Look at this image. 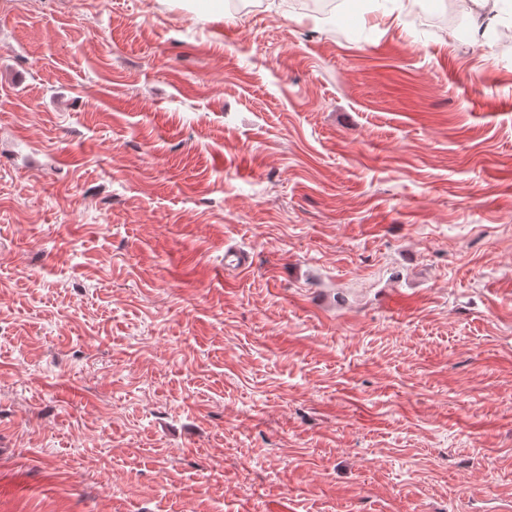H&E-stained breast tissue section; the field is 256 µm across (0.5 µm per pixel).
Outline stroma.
Instances as JSON below:
<instances>
[{"instance_id":"35a3bbf8","label":"stroma","mask_w":512,"mask_h":512,"mask_svg":"<svg viewBox=\"0 0 512 512\" xmlns=\"http://www.w3.org/2000/svg\"><path fill=\"white\" fill-rule=\"evenodd\" d=\"M251 4L0 0V512L512 501V34Z\"/></svg>"}]
</instances>
